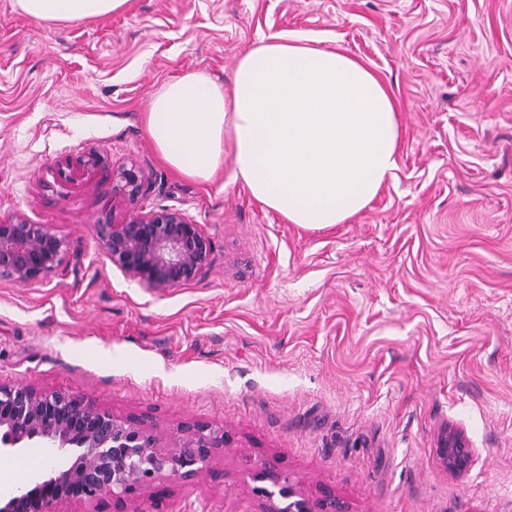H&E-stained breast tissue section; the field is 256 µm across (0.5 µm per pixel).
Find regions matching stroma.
<instances>
[{"label": "stroma", "instance_id": "obj_1", "mask_svg": "<svg viewBox=\"0 0 512 512\" xmlns=\"http://www.w3.org/2000/svg\"><path fill=\"white\" fill-rule=\"evenodd\" d=\"M305 38L373 70L400 106L399 167L348 223L312 229L233 175L182 177L142 116L171 79L228 82L260 40ZM97 150L104 167L68 159ZM137 165L141 194L112 191ZM177 209L204 273L154 288L95 231ZM50 225L61 270L0 280V382L65 390L152 425L224 428L213 469L98 512H255L256 465L346 512H512V0H130L36 21L0 0V214ZM464 432L469 470L439 440ZM440 447L443 448V454L450 473L461 475L465 473L472 461L473 449L464 434L453 427H448L440 440Z\"/></svg>", "mask_w": 512, "mask_h": 512}]
</instances>
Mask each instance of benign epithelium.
<instances>
[{
	"label": "benign epithelium",
	"instance_id": "1",
	"mask_svg": "<svg viewBox=\"0 0 512 512\" xmlns=\"http://www.w3.org/2000/svg\"><path fill=\"white\" fill-rule=\"evenodd\" d=\"M143 173L134 164L112 171V191L138 198ZM112 265L127 277L154 287L182 285L206 268L211 241L201 225L173 209L140 211L120 223L96 224ZM65 242L46 224L22 214L0 216V278L17 285L43 281L62 266ZM33 444L50 452L70 450L64 469L37 475L29 485L0 494V512H68L106 495L148 493L157 487L199 477L225 447V432L189 426L171 446L161 445L146 424L115 416L62 391L0 383V447ZM448 472L461 475L473 449L464 434L448 428L440 440ZM270 485L253 488L255 512H343L333 499L315 501L302 481L263 468Z\"/></svg>",
	"mask_w": 512,
	"mask_h": 512
}]
</instances>
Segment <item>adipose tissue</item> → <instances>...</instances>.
I'll return each mask as SVG.
<instances>
[{"label": "adipose tissue", "mask_w": 512, "mask_h": 512, "mask_svg": "<svg viewBox=\"0 0 512 512\" xmlns=\"http://www.w3.org/2000/svg\"><path fill=\"white\" fill-rule=\"evenodd\" d=\"M128 0H16L43 22H76ZM144 134L160 160L203 182L232 163L252 197L288 223L342 224L399 163L401 119L384 82L339 50L274 37L236 62L230 84L201 72L156 92Z\"/></svg>", "instance_id": "obj_1"}]
</instances>
